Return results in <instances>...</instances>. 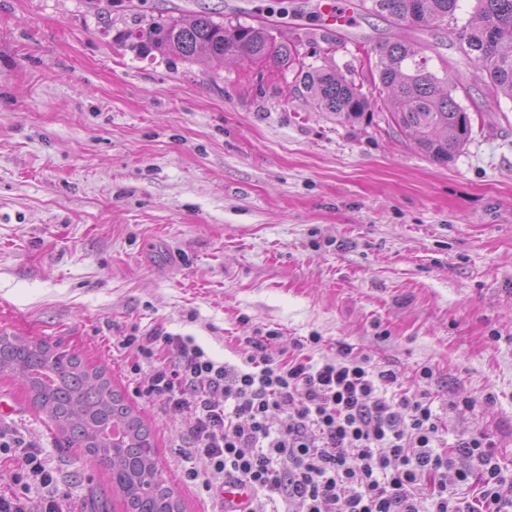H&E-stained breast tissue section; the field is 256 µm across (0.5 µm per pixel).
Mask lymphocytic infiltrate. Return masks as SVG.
<instances>
[{
  "label": "lymphocytic infiltrate",
  "mask_w": 512,
  "mask_h": 512,
  "mask_svg": "<svg viewBox=\"0 0 512 512\" xmlns=\"http://www.w3.org/2000/svg\"><path fill=\"white\" fill-rule=\"evenodd\" d=\"M277 338L244 337L239 367L159 330L122 340L153 365L142 395L194 420L188 482L247 485L248 512H512V478L486 434L447 446L429 394L404 389L398 371L347 345L313 361L317 335L275 353ZM12 452L53 483L34 443L0 433V453Z\"/></svg>",
  "instance_id": "lymphocytic-infiltrate-1"
}]
</instances>
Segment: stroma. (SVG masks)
I'll use <instances>...</instances> for the list:
<instances>
[{
    "label": "stroma",
    "instance_id": "1",
    "mask_svg": "<svg viewBox=\"0 0 512 512\" xmlns=\"http://www.w3.org/2000/svg\"><path fill=\"white\" fill-rule=\"evenodd\" d=\"M319 0H0V332L47 339L105 367L154 432L161 477L185 512H224L184 477L192 418L139 392L125 336L161 328L239 364V337L277 348L322 337L428 390L442 436L482 430L512 474V98L459 49L357 12L325 30ZM277 21L314 67L372 89L377 43L423 45L447 69L472 136L448 164L371 117L339 124L294 89L287 65L204 63L131 49L125 32L167 12ZM431 379L417 377L420 366ZM493 403H486V396ZM472 407H464V400ZM0 429L41 446L65 512H124L108 471L83 462L22 382Z\"/></svg>",
    "mask_w": 512,
    "mask_h": 512
}]
</instances>
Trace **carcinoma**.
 Returning a JSON list of instances; mask_svg holds the SVG:
<instances>
[{
	"label": "carcinoma",
	"instance_id": "1",
	"mask_svg": "<svg viewBox=\"0 0 512 512\" xmlns=\"http://www.w3.org/2000/svg\"><path fill=\"white\" fill-rule=\"evenodd\" d=\"M460 0H359L360 10L419 30L457 21ZM476 23L463 52L488 84L512 99V0H476ZM272 23L224 22L211 12L187 22L172 14L130 30L126 41L149 52L187 61L228 55L266 63H288L295 82L314 107L339 124L362 119L371 106L356 83L331 68L308 67L295 45L278 42ZM380 91L386 93L389 122L412 136L429 159L450 162L470 140L467 109L454 97L457 85L429 67L424 50L386 41L375 50ZM0 375H17L28 398L84 450V460L109 470L125 512H184L174 490L158 475L152 431L107 370L43 339L21 340L0 333Z\"/></svg>",
	"mask_w": 512,
	"mask_h": 512
}]
</instances>
